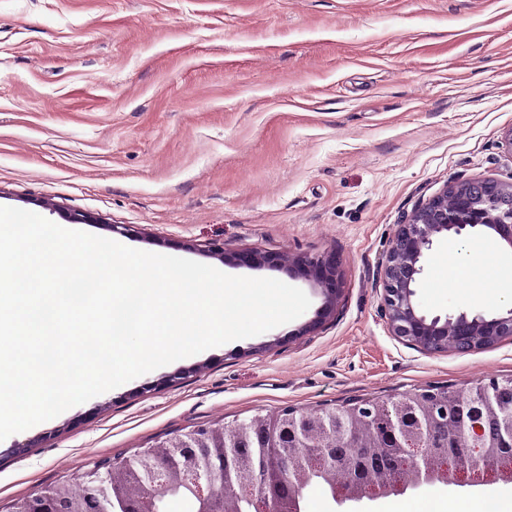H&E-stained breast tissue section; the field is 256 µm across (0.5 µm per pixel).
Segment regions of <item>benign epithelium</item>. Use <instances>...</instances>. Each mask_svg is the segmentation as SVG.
I'll use <instances>...</instances> for the list:
<instances>
[{"label":"benign epithelium","instance_id":"obj_1","mask_svg":"<svg viewBox=\"0 0 512 512\" xmlns=\"http://www.w3.org/2000/svg\"><path fill=\"white\" fill-rule=\"evenodd\" d=\"M480 229L512 250V182L461 180L420 203L410 220L396 225L379 265L384 317L393 336L428 354L453 349L468 353L512 338V307L492 317L464 311L428 316L417 303L423 259L436 240ZM288 266L306 271L320 290L321 310L306 328L336 313L341 288L319 257L290 258ZM468 388L432 387L410 394L404 405L360 400L334 412L354 422L351 434L327 440L303 426L306 412L285 408L257 415L244 428L200 426L141 452L149 483L124 498V512H150L151 504L177 485L199 503V512H233L246 500L254 512H285L300 504L316 482L331 488L340 507L390 493L418 492L445 483L472 486L512 477L501 466L512 458V427L470 402L455 406L470 428V442L451 436L458 452L448 457L422 444L423 418H448V396ZM123 463L87 474L85 492L74 496L65 485L29 496L32 512H102V496L114 492L112 473Z\"/></svg>","mask_w":512,"mask_h":512}]
</instances>
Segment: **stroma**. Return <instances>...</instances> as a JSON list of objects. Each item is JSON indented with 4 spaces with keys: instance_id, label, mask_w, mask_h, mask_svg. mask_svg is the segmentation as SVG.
Returning <instances> with one entry per match:
<instances>
[{
    "instance_id": "stroma-1",
    "label": "stroma",
    "mask_w": 512,
    "mask_h": 512,
    "mask_svg": "<svg viewBox=\"0 0 512 512\" xmlns=\"http://www.w3.org/2000/svg\"><path fill=\"white\" fill-rule=\"evenodd\" d=\"M512 0H0V206L306 291L261 335L139 376L0 441V512L196 426L290 407L512 377V339L426 353L391 335L379 260L417 204L461 178L512 179ZM434 243L430 316H491L494 264ZM255 250L264 266L232 265ZM336 263V313L292 257ZM483 301H476V294ZM512 512V483L438 484L353 512Z\"/></svg>"
}]
</instances>
